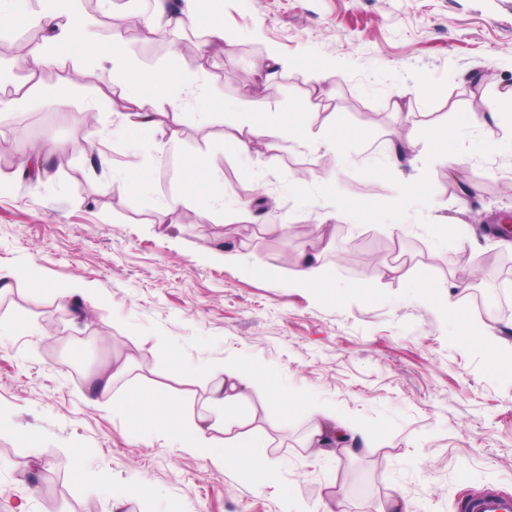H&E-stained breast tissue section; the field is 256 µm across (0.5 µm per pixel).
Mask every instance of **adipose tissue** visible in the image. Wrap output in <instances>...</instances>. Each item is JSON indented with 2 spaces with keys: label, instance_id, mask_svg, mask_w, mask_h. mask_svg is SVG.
Wrapping results in <instances>:
<instances>
[{
  "label": "adipose tissue",
  "instance_id": "ef3b65f1",
  "mask_svg": "<svg viewBox=\"0 0 512 512\" xmlns=\"http://www.w3.org/2000/svg\"><path fill=\"white\" fill-rule=\"evenodd\" d=\"M77 0H42L43 7L34 22L53 34L49 45L28 50L30 59L28 87L7 100L6 105L23 110L37 100L46 99L61 105L66 101L63 91L46 92L38 75L46 66L78 56L88 36L89 22L76 8ZM181 83L185 95L191 96L201 114H209L215 107L205 85L196 79H180L174 72L142 74L125 78L122 98L126 103L121 120L127 132H161L157 113L162 108H176V101L162 103L149 101L148 88H164ZM263 376L250 366L238 361L225 362L221 376L209 388L200 409L186 414L181 401L159 391H144L128 396L120 406L121 412L136 421L138 427H149L155 434L176 438L181 448L196 456L225 467L247 469L257 484H265L274 476V469L266 462L263 443L253 424L259 409L251 401L253 391L266 387ZM315 424L307 438L308 447L326 455L356 456L357 451L348 443L355 426L325 406L311 408Z\"/></svg>",
  "mask_w": 512,
  "mask_h": 512
}]
</instances>
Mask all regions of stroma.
<instances>
[{
	"label": "stroma",
	"instance_id": "stroma-1",
	"mask_svg": "<svg viewBox=\"0 0 512 512\" xmlns=\"http://www.w3.org/2000/svg\"><path fill=\"white\" fill-rule=\"evenodd\" d=\"M200 4L223 24L224 48L190 58L178 41H205L206 27L165 35L145 24L129 36L128 0L96 18L95 39L127 33L134 71L198 77L230 102L207 118L190 100L162 115L167 147L127 137L121 88L90 50L40 74L68 87L67 104L0 109V141L15 155L0 166V268L21 275L0 296V512H114V494L140 484L149 495L128 496L122 512H315L334 486L347 512H376L389 494L412 512L512 496V311L496 305L512 239L480 234L463 252L492 264L463 292V253L442 242L512 216V156L473 150L512 130V104L491 129L460 127L512 88V0ZM272 53L288 68L255 79ZM268 121L295 137L255 140L259 161L242 178L224 139ZM329 129L338 149L322 143ZM90 139L139 188H113L111 170L80 151ZM32 144L52 149L37 182L19 161ZM448 152L470 202L448 178ZM190 165L212 167L219 187L187 185ZM304 249L331 294L293 285ZM33 267L39 280H25ZM74 281L97 298L83 320L55 295ZM111 354L134 359L115 400L169 387L197 407L213 367L237 360L348 418L372 448L339 461L311 453L306 414L274 427L282 404L259 391L275 476L257 485L175 438L136 441L129 417L91 404L89 375Z\"/></svg>",
	"mask_w": 512,
	"mask_h": 512
}]
</instances>
